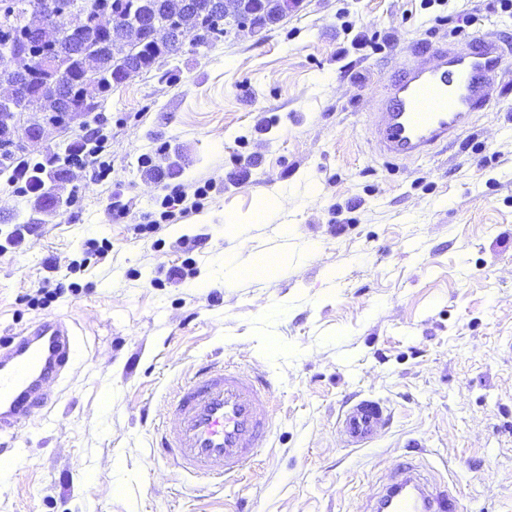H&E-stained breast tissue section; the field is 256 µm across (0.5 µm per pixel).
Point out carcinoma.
I'll use <instances>...</instances> for the list:
<instances>
[{
	"mask_svg": "<svg viewBox=\"0 0 512 512\" xmlns=\"http://www.w3.org/2000/svg\"><path fill=\"white\" fill-rule=\"evenodd\" d=\"M297 0H0V50L7 45L23 48L19 39L28 29L26 20L34 15L43 19L31 37L35 53L46 52L54 60L48 69L36 67L34 96L0 101V176L12 182L25 176V192L34 195V208L46 216L57 212L56 196L45 189L48 181H71L68 166L78 144L66 146L64 153H54L48 166H29L20 159V146L10 136L20 112H30L37 119L28 139L42 140L44 125L64 122L65 98L80 92L88 59H93L99 82L119 85L127 68L137 66L144 72L158 70L178 56L188 37L206 33L211 43L224 36V20L247 22L257 33L279 23ZM68 10L73 28H63L50 20L58 8ZM107 11L119 19L118 25L105 30L95 18ZM170 25L179 38L159 43L151 36L147 21Z\"/></svg>",
	"mask_w": 512,
	"mask_h": 512,
	"instance_id": "obj_1",
	"label": "carcinoma"
}]
</instances>
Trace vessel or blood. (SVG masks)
Wrapping results in <instances>:
<instances>
[{
  "label": "vessel or blood",
  "instance_id": "obj_1",
  "mask_svg": "<svg viewBox=\"0 0 512 512\" xmlns=\"http://www.w3.org/2000/svg\"><path fill=\"white\" fill-rule=\"evenodd\" d=\"M512 65V48L487 34L464 46H440L413 58L387 84L373 114L382 156L407 160L463 134L474 113L495 97L497 79ZM79 354L65 323L43 321L0 352V429L30 416L45 389ZM268 380L231 364L206 363L181 384L170 405L174 430L158 446L184 473L226 483L268 447ZM385 405L364 399L345 410L336 433L345 447H369L387 428ZM371 512H457V491L431 484L410 464L373 494Z\"/></svg>",
  "mask_w": 512,
  "mask_h": 512
}]
</instances>
